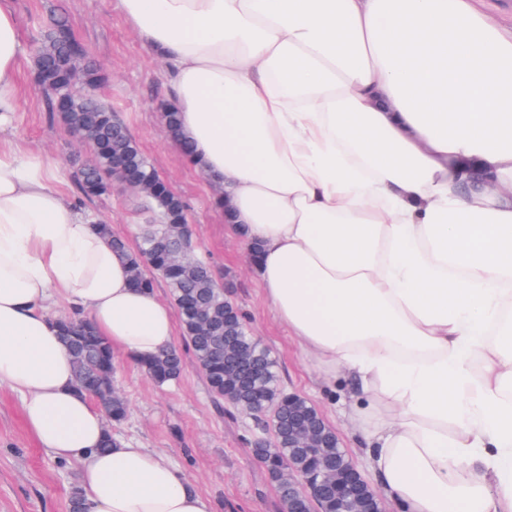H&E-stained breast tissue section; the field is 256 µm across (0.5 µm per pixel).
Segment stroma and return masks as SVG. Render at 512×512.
I'll return each mask as SVG.
<instances>
[{"label":"stroma","instance_id":"35a3bbf8","mask_svg":"<svg viewBox=\"0 0 512 512\" xmlns=\"http://www.w3.org/2000/svg\"><path fill=\"white\" fill-rule=\"evenodd\" d=\"M13 2L24 44L30 40L32 19L45 22L58 8H65L74 36L108 75L98 91L100 100L125 123L144 156L184 199L198 256L220 273L250 333L270 351L281 388L315 406L362 475L371 477L368 461L354 448L341 396L324 391L321 368L275 317L244 243L212 203L207 177L186 163L169 138L159 112L170 98L161 66L117 0ZM19 91L14 126L1 132L0 138L16 142L32 160L50 166L66 198L81 202L86 213L111 224L116 234L128 235L130 226L144 223L140 195L121 186H114L106 199L80 201L74 165L89 156L90 148L46 112L26 51L19 59ZM114 366L115 387L128 405L126 420L113 428L116 439L160 451L213 502L216 512H283L274 483L253 453L254 440L264 434L261 424L218 402L193 359H186L177 381L163 386L123 355H115ZM78 478L77 465L54 460L40 448L25 427L18 397L0 388V512H69Z\"/></svg>","mask_w":512,"mask_h":512}]
</instances>
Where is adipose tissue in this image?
Instances as JSON below:
<instances>
[{
	"label": "adipose tissue",
	"instance_id": "1",
	"mask_svg": "<svg viewBox=\"0 0 512 512\" xmlns=\"http://www.w3.org/2000/svg\"><path fill=\"white\" fill-rule=\"evenodd\" d=\"M160 63L187 160L245 245L276 317L347 383L398 512H512V28L475 0H119ZM21 52L0 0V131ZM85 312L140 362L172 308L55 177L0 144V386L80 466L85 512H214L157 451L101 450L49 310Z\"/></svg>",
	"mask_w": 512,
	"mask_h": 512
}]
</instances>
